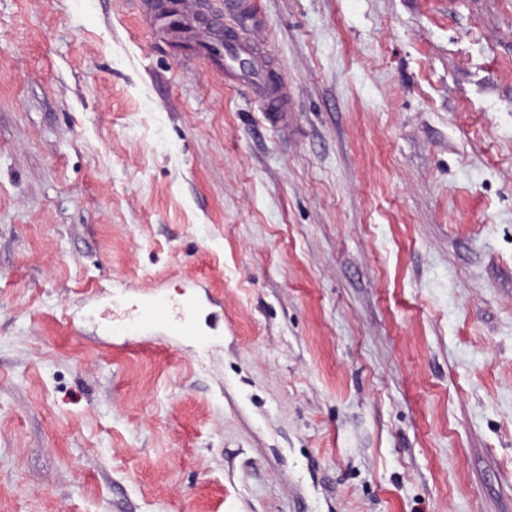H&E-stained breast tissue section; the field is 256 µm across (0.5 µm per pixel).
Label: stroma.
Listing matches in <instances>:
<instances>
[{"mask_svg": "<svg viewBox=\"0 0 512 512\" xmlns=\"http://www.w3.org/2000/svg\"><path fill=\"white\" fill-rule=\"evenodd\" d=\"M141 2L0 0V512H512V0H260L289 130Z\"/></svg>", "mask_w": 512, "mask_h": 512, "instance_id": "35a3bbf8", "label": "stroma"}]
</instances>
